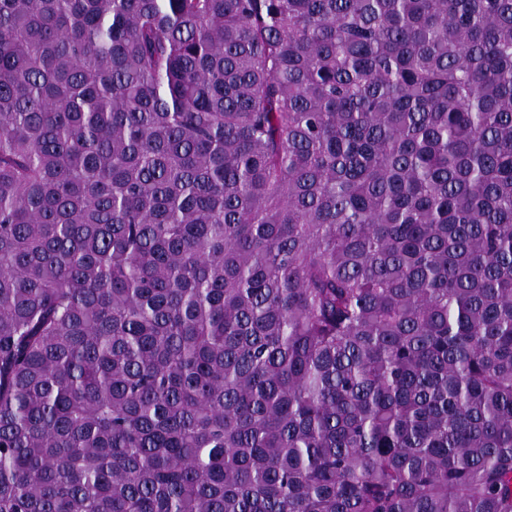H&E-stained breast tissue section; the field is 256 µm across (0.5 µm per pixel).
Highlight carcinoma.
<instances>
[{"label":"carcinoma","instance_id":"1","mask_svg":"<svg viewBox=\"0 0 512 512\" xmlns=\"http://www.w3.org/2000/svg\"><path fill=\"white\" fill-rule=\"evenodd\" d=\"M0 512H512V0H0Z\"/></svg>","mask_w":512,"mask_h":512}]
</instances>
